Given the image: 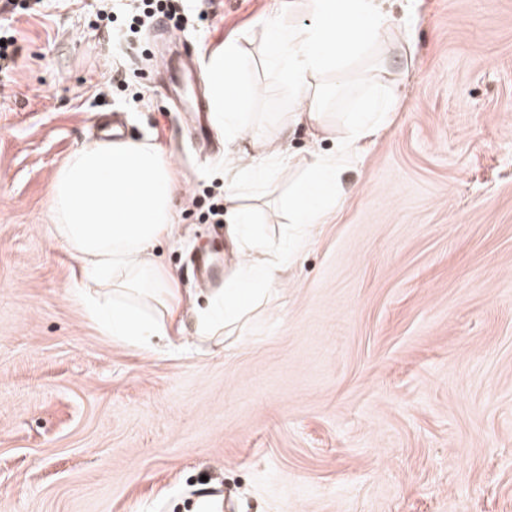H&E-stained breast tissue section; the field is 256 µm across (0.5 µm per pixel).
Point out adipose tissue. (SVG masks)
Instances as JSON below:
<instances>
[{"label":"adipose tissue","instance_id":"ef3b65f1","mask_svg":"<svg viewBox=\"0 0 512 512\" xmlns=\"http://www.w3.org/2000/svg\"><path fill=\"white\" fill-rule=\"evenodd\" d=\"M390 21L381 0H282L265 30L268 65L293 94L289 126L315 137H335V151L312 153L304 176L288 195L285 237L270 241L256 228V212L244 204L245 188L274 183L283 153L272 148L240 154L225 174L226 232L237 247L224 289L196 312L200 336L215 339L237 323L250 302L280 285L301 247L303 227L325 223L336 207L339 174L393 112L394 96L365 98L339 124L326 119L323 79L337 91L353 83L388 78ZM250 67L236 40H226L204 65L211 108L235 147L248 129L244 111L252 91L241 77ZM176 179L159 145L145 141H94L77 150L52 185L55 239L74 253L87 281L77 295L98 331L129 349L145 352L155 340L179 332L180 294L174 275L158 264L154 248L174 238Z\"/></svg>","mask_w":512,"mask_h":512}]
</instances>
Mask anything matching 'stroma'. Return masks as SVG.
<instances>
[{
  "mask_svg": "<svg viewBox=\"0 0 512 512\" xmlns=\"http://www.w3.org/2000/svg\"><path fill=\"white\" fill-rule=\"evenodd\" d=\"M174 53L238 40L256 93L251 138L291 161L252 196L279 235L310 151L284 131L287 86L265 61L277 0H175ZM100 0H45L14 26L0 82V512H512V0H391L398 105L341 174L281 286L220 341H198L195 252L232 246L223 130L190 138L154 26L120 68ZM158 144L178 236L156 245L184 299L182 343L136 352L100 335L80 264L52 235L54 178L104 139Z\"/></svg>",
  "mask_w": 512,
  "mask_h": 512,
  "instance_id": "35a3bbf8",
  "label": "stroma"
}]
</instances>
